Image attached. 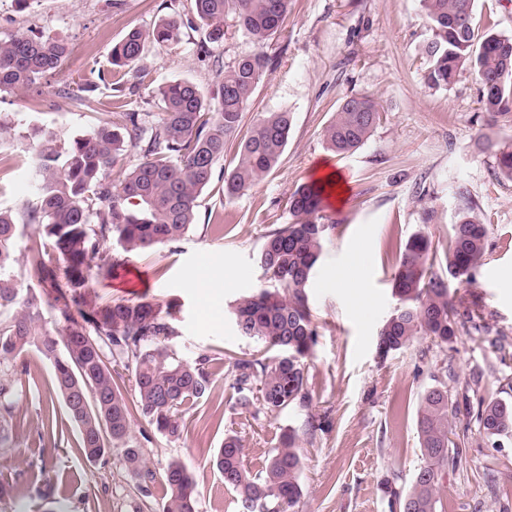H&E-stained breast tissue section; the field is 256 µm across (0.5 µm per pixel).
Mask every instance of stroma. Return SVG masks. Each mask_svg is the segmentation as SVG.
Segmentation results:
<instances>
[{"label":"stroma","instance_id":"35a3bbf8","mask_svg":"<svg viewBox=\"0 0 512 512\" xmlns=\"http://www.w3.org/2000/svg\"><path fill=\"white\" fill-rule=\"evenodd\" d=\"M192 0H0V39L18 33L64 39L63 64L35 85L0 93V115L12 120L0 132V206L19 223L17 255H27L39 236L27 222L35 207V127L65 140L85 135L111 116L112 46L127 31L152 29L169 14L189 17ZM480 32L512 37V0H474ZM421 0H292L285 32L266 51L273 63L244 110L251 128L265 112H289L292 129L279 165L240 198L224 196L223 170L236 163L228 146L221 172L198 199L196 217L178 241L126 254L109 244L123 265L105 280L91 276L87 303L153 300L177 306L179 357L214 358L208 398L184 413L179 439L158 433L140 416L131 436L155 472L148 493H139L119 449L88 463L78 431L63 404L55 403L52 367L39 353L15 359L12 381L22 396L9 439L0 445V512H156L166 493L161 474L181 459L193 473L198 512H238L234 491L210 459L236 431L243 459L261 470L271 448L296 430L303 451L302 496L293 512H391L387 486L409 484L423 466L416 430L421 394L441 362L453 376L451 395L469 393L471 403L494 396L512 401V180L496 174L498 148L512 144V122L490 128L479 108V84L463 68L448 88H428L422 52L430 39ZM202 24L183 30L178 42L148 44L129 71L137 107L159 112V84L188 78L212 90L213 60L232 65L255 46L228 28L212 57L199 48ZM89 90L87 102L76 96ZM372 96L380 110L370 138L353 154L327 149L324 129L344 96ZM328 166L344 181L343 200L328 199L324 213L336 227L308 288L316 343L305 360L310 403L278 414L239 408L222 357H252L259 344L242 336L231 306L265 279L259 253L266 235L290 222L288 199ZM487 227L482 265L472 283L452 284V294L478 301L489 330L457 336L443 351L419 336L405 349L379 358L377 341L396 306L392 278L399 247L420 232L438 253L448 248V230L463 206ZM487 374L473 386L477 369ZM54 404L58 440L42 435L44 410ZM453 434L465 445L457 470L443 481L447 512H512V444L496 447L471 416L459 414ZM495 470L496 487L482 480Z\"/></svg>","mask_w":512,"mask_h":512}]
</instances>
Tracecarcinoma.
<instances>
[{
    "mask_svg": "<svg viewBox=\"0 0 512 512\" xmlns=\"http://www.w3.org/2000/svg\"><path fill=\"white\" fill-rule=\"evenodd\" d=\"M431 31L423 52L429 59L426 84L450 85L464 65L479 82V103L486 125L512 118V37L475 34L474 0H421ZM291 0H193L194 18L160 19L151 30L132 29L112 46L113 78L125 84V69L144 53L147 43L179 40L181 29L198 19L209 42L224 40V21L236 26L255 51L231 66L216 70V90L204 93L184 79L154 90L161 112H138L121 103L92 132L62 142L54 130L43 129L35 164L38 203L27 223L47 238L29 248L31 276L53 289L56 332L41 327L43 309L34 290L13 274L17 262V222L12 210L0 208V423L16 414L9 364L33 349L54 368L56 393L80 433L81 448L96 462L113 447H122L126 469L144 483L155 480L143 462V449L131 436L133 412L160 434L178 438L185 424L183 409L211 391L207 357L183 361L171 346L178 336L172 305L151 301L101 303L86 307L82 294L91 273L112 276L118 261L106 250L114 241L126 253L143 252L182 238L195 223L198 199L212 182L226 147L239 141L237 162L224 172V195H246L279 162L288 143L292 118L288 112H267L244 137H239L243 111L272 64L265 48L288 21ZM69 47L57 37L15 35L0 39V92L22 89L57 69ZM379 120L375 100L348 95L324 130L327 148L338 155L357 151ZM138 155L125 164L128 149ZM499 173L512 180V149L496 154ZM325 187L299 186L290 196L291 222L265 236L259 261L267 281L240 298L233 315L238 331L275 354L228 359L232 387L243 409L277 414L309 402L305 358L315 344L307 288L324 243L334 224L322 214ZM485 223L473 211L451 225L444 273L436 269L431 241L416 233L400 246L392 291L394 312L383 325L378 345L384 355L408 347L417 336L443 349L457 334L485 331L479 305L452 295L448 281L469 282L486 250ZM132 372L137 404L127 403L118 368ZM434 384L420 397L417 435L423 466L409 485L390 489L392 508L399 512H441L440 492L448 470L459 464L461 443L451 438L450 421L460 410L475 418L480 433L494 442L512 439V402L492 397L472 406L469 397L448 395V366L438 368ZM224 484L236 493L240 512H291L302 495L303 456L297 434L288 430L268 453L264 468L254 473L243 461L242 445L229 432L212 459ZM166 495L158 512H197V485L179 459L164 470Z\"/></svg>",
    "mask_w": 512,
    "mask_h": 512,
    "instance_id": "1",
    "label": "carcinoma"
}]
</instances>
